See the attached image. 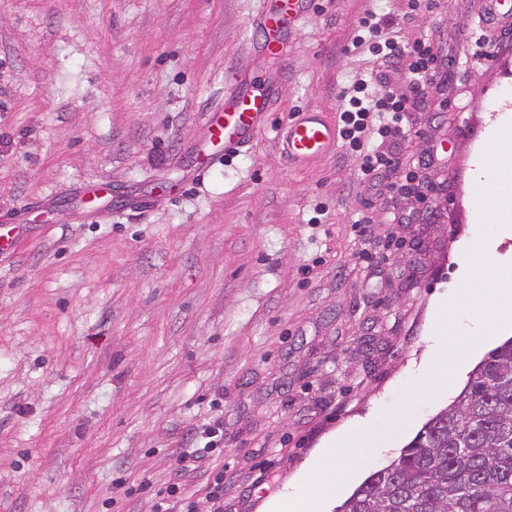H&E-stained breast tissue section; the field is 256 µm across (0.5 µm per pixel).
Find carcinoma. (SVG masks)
<instances>
[{"label":"carcinoma","mask_w":512,"mask_h":512,"mask_svg":"<svg viewBox=\"0 0 512 512\" xmlns=\"http://www.w3.org/2000/svg\"><path fill=\"white\" fill-rule=\"evenodd\" d=\"M336 512H512V338Z\"/></svg>","instance_id":"cac0c4a2"}]
</instances>
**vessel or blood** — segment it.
<instances>
[{
    "instance_id": "1",
    "label": "vessel or blood",
    "mask_w": 512,
    "mask_h": 512,
    "mask_svg": "<svg viewBox=\"0 0 512 512\" xmlns=\"http://www.w3.org/2000/svg\"><path fill=\"white\" fill-rule=\"evenodd\" d=\"M489 2L480 23V38L484 41L496 35L504 22L498 10L500 0ZM310 4L311 0H260L253 23L257 36L248 44L249 54L272 60L285 58L288 34L307 17ZM234 86L223 104L207 113L203 125L204 139L223 147V155L228 157L264 132L278 90L275 83H258L249 78L235 80ZM277 140L283 157L291 167L298 168L331 153L337 146V130L324 113L307 109L288 116L277 129Z\"/></svg>"
}]
</instances>
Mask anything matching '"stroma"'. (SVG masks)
Wrapping results in <instances>:
<instances>
[{"mask_svg":"<svg viewBox=\"0 0 512 512\" xmlns=\"http://www.w3.org/2000/svg\"><path fill=\"white\" fill-rule=\"evenodd\" d=\"M483 5L312 0L275 63L245 53L257 0H0V225L23 227L0 254V512H154L208 420L224 501L194 482L197 512H263L344 423L412 416L363 479L451 403L458 387L405 402L432 307L464 286L461 262L512 265V235L459 255L485 142L512 120V29L477 40ZM368 10L448 70L383 175L429 189L390 207L348 143L292 168L275 139L302 109L336 121ZM242 61L279 83L272 126L196 173ZM433 136L449 162L419 168ZM95 184L109 195L88 200Z\"/></svg>","mask_w":512,"mask_h":512,"instance_id":"stroma-1","label":"stroma"}]
</instances>
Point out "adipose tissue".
Returning a JSON list of instances; mask_svg holds the SVG:
<instances>
[{
	"label": "adipose tissue",
	"mask_w": 512,
	"mask_h": 512,
	"mask_svg": "<svg viewBox=\"0 0 512 512\" xmlns=\"http://www.w3.org/2000/svg\"><path fill=\"white\" fill-rule=\"evenodd\" d=\"M493 149L489 172L479 175L480 181L491 183L493 190L479 192L477 196L480 222L473 233L474 238L485 246L497 237L512 235V131L503 130Z\"/></svg>",
	"instance_id": "1"
}]
</instances>
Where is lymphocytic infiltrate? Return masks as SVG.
I'll return each mask as SVG.
<instances>
[{
	"mask_svg": "<svg viewBox=\"0 0 512 512\" xmlns=\"http://www.w3.org/2000/svg\"><path fill=\"white\" fill-rule=\"evenodd\" d=\"M352 46L384 59L399 58L407 53L415 57L407 72L401 75L394 73L386 78L381 97L370 96L368 80L358 79L339 114L340 138L352 147L362 149L361 172L363 176L374 179L378 177L382 166H385L386 160L375 149L365 148L364 142L369 129H376L383 138L399 134L411 93L421 84L431 82L435 73L425 61L427 50L424 45L419 43L410 49L402 46L392 33L389 17L384 14L368 12L360 17Z\"/></svg>",
	"mask_w": 512,
	"mask_h": 512,
	"instance_id": "1",
	"label": "lymphocytic infiltrate"
}]
</instances>
